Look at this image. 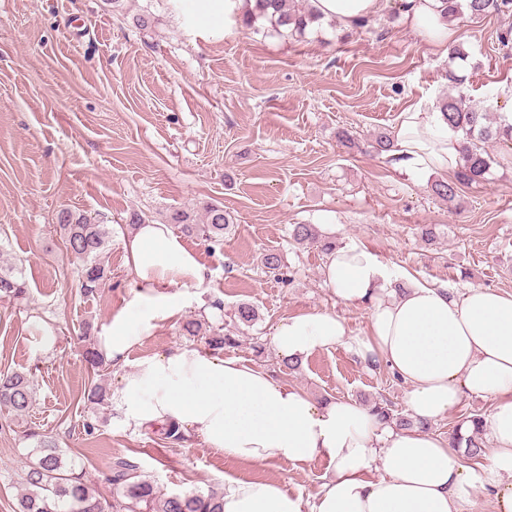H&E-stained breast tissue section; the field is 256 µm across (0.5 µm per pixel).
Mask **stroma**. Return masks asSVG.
Returning a JSON list of instances; mask_svg holds the SVG:
<instances>
[{
    "mask_svg": "<svg viewBox=\"0 0 512 512\" xmlns=\"http://www.w3.org/2000/svg\"><path fill=\"white\" fill-rule=\"evenodd\" d=\"M146 11L155 22L143 30L134 19ZM452 27L469 55L456 68L468 96L512 113V45L499 41L512 11L466 15ZM448 72L447 58L410 29L402 0H383L367 26L325 20L301 39L263 23L247 27L238 10L202 15L195 0H121L117 8L106 0H0V271L13 273L28 297L0 300V372H29L35 385L30 416L0 411V512H14L34 433L56 439L107 498L118 456L167 494L265 480L308 499L330 475L322 459L240 462L195 437L175 442L128 426L112 407L87 402L91 384L112 389L122 374L109 363L91 368L81 334L107 335L130 297L122 238L134 212L151 223L182 209L199 223L212 202L232 223L214 248L184 235L209 286L180 299L132 358L202 347L182 333L195 319L235 336L224 356L262 367L316 402L383 399L405 413V385L386 367L333 347L291 372L272 337L284 319L309 311L339 314L353 335L368 331L367 306L336 300L322 281L325 254L295 244V224L334 225L337 246L367 249L403 282L457 297L472 287L512 293V143L493 145L487 181L464 189L455 209L431 194V175L406 174L372 149L410 105L445 99ZM343 129L356 148L339 143ZM63 208L112 229L111 274L88 298L56 224ZM424 225L434 226L433 240L421 238ZM268 251L283 257L290 281L262 269ZM244 302L259 312L249 328L233 317Z\"/></svg>",
    "mask_w": 512,
    "mask_h": 512,
    "instance_id": "stroma-1",
    "label": "stroma"
}]
</instances>
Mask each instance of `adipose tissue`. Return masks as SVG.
<instances>
[{
    "mask_svg": "<svg viewBox=\"0 0 512 512\" xmlns=\"http://www.w3.org/2000/svg\"><path fill=\"white\" fill-rule=\"evenodd\" d=\"M404 2L425 43L448 55L454 31L447 0ZM311 4L347 29L382 9L381 0ZM394 141L405 171L459 166L460 140L435 105L401 112ZM123 248L134 291L102 349L124 369L112 394L124 422L176 426L242 462L306 464L322 456L332 469L310 502L273 482H232L224 488V512H460L478 487L492 490L495 512H512V293L472 288L456 298L420 283L399 291L375 255L345 245L328 255L323 281L341 302H370L367 334L352 336L342 317L315 311L284 320L272 338L284 358L346 346L362 361L389 366L406 385V410L416 420L446 416L466 394L493 399L486 419L492 445L477 470L436 434L380 421L351 399L317 403L237 358L177 346L130 359L172 316L171 289L201 292L206 275L168 224L136 225Z\"/></svg>",
    "mask_w": 512,
    "mask_h": 512,
    "instance_id": "1",
    "label": "adipose tissue"
}]
</instances>
